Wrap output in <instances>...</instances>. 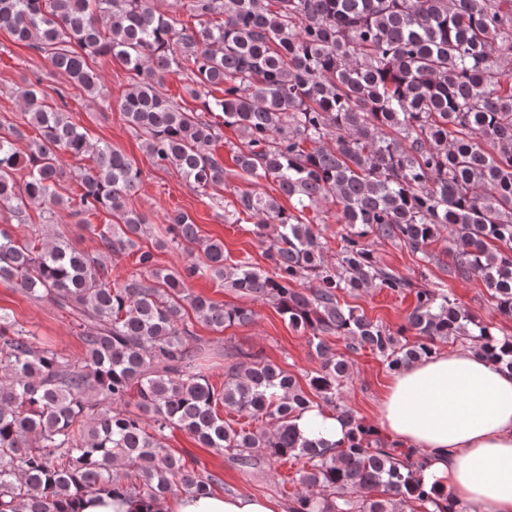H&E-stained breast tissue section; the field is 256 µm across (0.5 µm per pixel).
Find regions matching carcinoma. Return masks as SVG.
Listing matches in <instances>:
<instances>
[{"mask_svg":"<svg viewBox=\"0 0 512 512\" xmlns=\"http://www.w3.org/2000/svg\"><path fill=\"white\" fill-rule=\"evenodd\" d=\"M190 29L152 0H0V30L36 49L74 88L93 97L90 65L109 55L132 81L119 109L146 136L147 152L201 193L224 183L212 152L219 113L236 128L241 178L272 181L288 199L245 191L237 214L257 218L271 270L227 262L224 241L192 218L166 215L167 237L144 248L147 216L127 205L141 172L112 145L91 142L58 107L21 92L28 119L0 121V209L103 213L85 224L100 251L57 233L38 244L0 226V280L69 313L84 354L37 348L0 309V512H75L85 495L136 497L148 510L170 496L210 495L217 479L186 469L165 440L173 429L228 455L241 471L303 461L289 512H463L425 482L429 459L405 448L345 405L350 353L369 350L393 373L436 351L468 344L512 371V336L497 337L444 288L380 264L376 236L427 256L443 232L454 242V274L481 278L497 311L512 317V0H188ZM183 74L201 102L189 111L164 93ZM219 90L218 98L213 91ZM27 142L26 152L18 143ZM87 156L81 192L66 202L55 186L62 156ZM339 205L341 247L330 261L321 229L306 216ZM195 249L180 270L154 250ZM136 268L110 279L109 258ZM197 277L272 304L309 334L320 366L306 386L279 364L236 349L224 387L200 367L194 323L222 333L254 311L190 291ZM379 288L415 296L393 330L341 301ZM244 419L233 427L219 408ZM336 414L344 438L304 436L297 420Z\"/></svg>","mask_w":512,"mask_h":512,"instance_id":"carcinoma-1","label":"carcinoma"}]
</instances>
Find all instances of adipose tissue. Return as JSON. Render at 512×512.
Listing matches in <instances>:
<instances>
[{
    "label": "adipose tissue",
    "instance_id": "adipose-tissue-1",
    "mask_svg": "<svg viewBox=\"0 0 512 512\" xmlns=\"http://www.w3.org/2000/svg\"><path fill=\"white\" fill-rule=\"evenodd\" d=\"M381 425L431 460L425 480L465 512H512V373L470 348L437 353L393 374ZM161 512H277L249 495H184Z\"/></svg>",
    "mask_w": 512,
    "mask_h": 512
}]
</instances>
